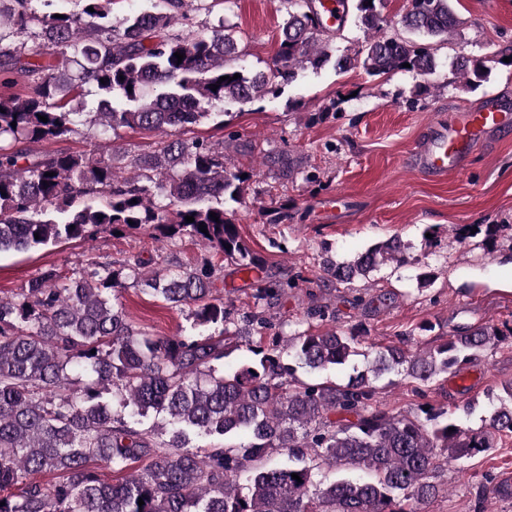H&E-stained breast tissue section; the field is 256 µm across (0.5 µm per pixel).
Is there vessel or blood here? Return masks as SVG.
<instances>
[{"label": "vessel or blood", "instance_id": "b4317fda", "mask_svg": "<svg viewBox=\"0 0 512 512\" xmlns=\"http://www.w3.org/2000/svg\"><path fill=\"white\" fill-rule=\"evenodd\" d=\"M345 4L346 0H319L327 26L345 23ZM509 129H512V105L496 98L488 99L434 122L416 146L411 163L432 179H444L448 174L464 172L478 149L493 135Z\"/></svg>", "mask_w": 512, "mask_h": 512}]
</instances>
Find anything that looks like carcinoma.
Wrapping results in <instances>:
<instances>
[{"mask_svg":"<svg viewBox=\"0 0 512 512\" xmlns=\"http://www.w3.org/2000/svg\"><path fill=\"white\" fill-rule=\"evenodd\" d=\"M33 2L0 0V58L24 61L25 83L22 94L0 95V252L152 229L163 239L191 238L243 274L258 270L260 260L224 210L225 201L241 200L248 181L224 163V144L176 138L132 156L119 149L91 156L12 143L75 133L71 103L87 84L107 98L85 123L108 138L125 129L168 134L205 119L222 125L224 113L209 111L215 104L276 96L279 84L330 62L333 36L309 0H284L279 49L268 70L251 75L228 66L239 58L232 28L177 29L189 12L210 13L221 0H161L119 25L114 0H81L80 13L61 18L49 10L53 0H41L43 11ZM375 2L347 0L366 35L365 72H433L436 46L460 25L454 0H408L398 21L404 35L396 37L381 34L385 18ZM176 52L184 54L180 64ZM48 54L55 62H41ZM77 57L83 63L74 74L69 62ZM454 67L466 89L488 76L484 62L468 57ZM389 263H407L397 239L349 262L326 258L323 269L351 284ZM162 264L145 278L137 257L96 262L66 283L49 268L15 299H0V512H425L441 491V461L485 454L512 434V382L477 427L432 405L394 415L375 404L374 380L396 373L429 383L506 337L495 327L457 329L422 353L384 347L345 384L297 375L364 355L358 337L334 327L296 330L281 347L253 342L252 358L226 372L220 362L270 324L268 308L295 284L252 282L253 310L237 320L213 296L223 266ZM130 279L189 308L193 334L161 338L133 327L111 301ZM75 367L85 377L79 387L70 379ZM151 416L157 422L143 427ZM203 436L224 444L191 447ZM93 462L114 472L138 462L144 468L114 484ZM47 472L62 479L37 480Z\"/></svg>","mask_w":512,"mask_h":512,"instance_id":"obj_1","label":"carcinoma"}]
</instances>
